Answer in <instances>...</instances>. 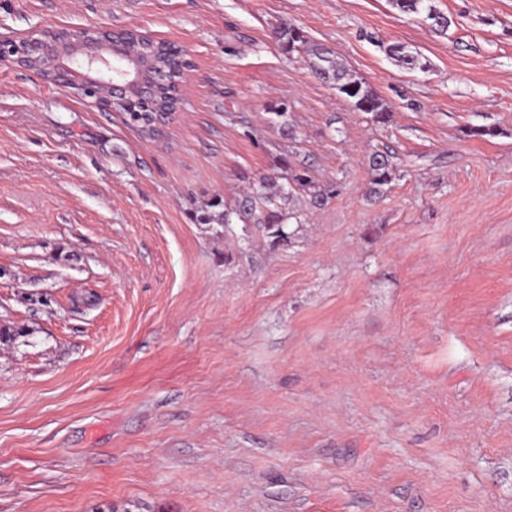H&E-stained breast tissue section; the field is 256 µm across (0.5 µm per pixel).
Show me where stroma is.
I'll use <instances>...</instances> for the list:
<instances>
[{
  "instance_id": "35a3bbf8",
  "label": "stroma",
  "mask_w": 512,
  "mask_h": 512,
  "mask_svg": "<svg viewBox=\"0 0 512 512\" xmlns=\"http://www.w3.org/2000/svg\"><path fill=\"white\" fill-rule=\"evenodd\" d=\"M432 4L447 32L391 0H0L2 37L193 63L155 137L0 63V512H512V0ZM285 159L333 190L287 241L200 223ZM275 40L282 51H304L314 74L348 99L359 112L371 114L377 123H386L391 109L387 103L363 80L357 78L325 47L311 44L299 27L283 22L275 31ZM362 104L367 105L366 108ZM387 53L391 59H393L397 66L407 71H414L416 69H423L424 64L419 58V54H415L410 51L406 45L400 43H394L389 45ZM393 158V155L382 152H375L371 155L369 167L374 193H383L384 187L391 183L395 175Z\"/></svg>"
}]
</instances>
